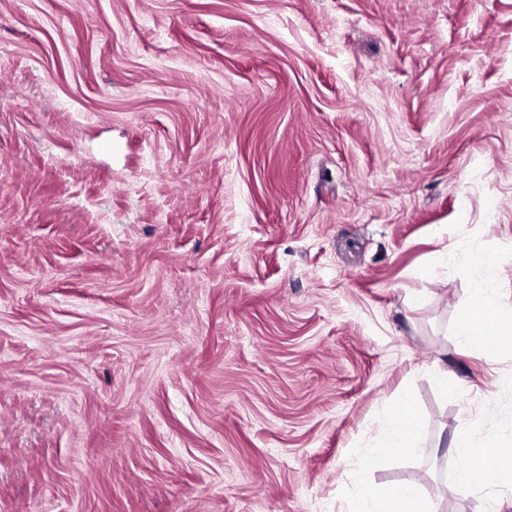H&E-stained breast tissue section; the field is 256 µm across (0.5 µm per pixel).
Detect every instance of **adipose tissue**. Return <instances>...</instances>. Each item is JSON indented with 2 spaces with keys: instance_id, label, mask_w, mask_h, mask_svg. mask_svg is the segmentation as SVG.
<instances>
[{
  "instance_id": "obj_1",
  "label": "adipose tissue",
  "mask_w": 512,
  "mask_h": 512,
  "mask_svg": "<svg viewBox=\"0 0 512 512\" xmlns=\"http://www.w3.org/2000/svg\"><path fill=\"white\" fill-rule=\"evenodd\" d=\"M455 336L461 347H479L512 357V308L500 306L498 290L492 282L476 283ZM419 427L412 404L401 400L383 421V454L415 453ZM453 448L460 461L456 480L462 485L483 490L512 475V448L477 443L465 432L456 436ZM491 452L496 455V464L490 468L486 457ZM352 512H438V508L435 499L423 496L413 485L402 484L382 493L366 488L354 502Z\"/></svg>"
}]
</instances>
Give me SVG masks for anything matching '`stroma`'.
I'll list each match as a JSON object with an SVG mask.
<instances>
[{"mask_svg": "<svg viewBox=\"0 0 512 512\" xmlns=\"http://www.w3.org/2000/svg\"><path fill=\"white\" fill-rule=\"evenodd\" d=\"M485 249L512 306V0H0V512H512ZM512 308L502 307L498 289L487 280L476 283L469 308L456 327V340L462 348L479 347L512 357ZM419 420L412 404L402 399L398 408L382 424L385 454L411 455L418 449ZM454 452L460 461L456 472L458 483L476 490L497 485L504 476L512 475V448L499 444L475 442L467 432L459 433L453 444ZM495 450L496 464L486 465L489 451ZM351 512H438V508L435 499L423 496L413 485L402 484L382 493L367 487Z\"/></svg>", "mask_w": 512, "mask_h": 512, "instance_id": "stroma-1", "label": "stroma"}]
</instances>
